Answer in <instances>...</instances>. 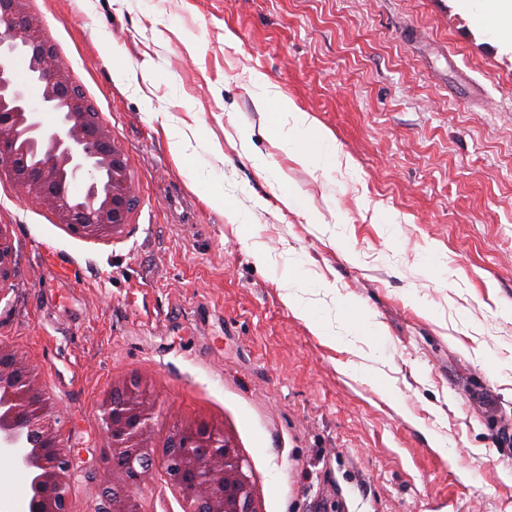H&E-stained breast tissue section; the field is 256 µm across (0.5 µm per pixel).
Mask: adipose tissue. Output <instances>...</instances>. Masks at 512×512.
<instances>
[{
    "label": "adipose tissue",
    "mask_w": 512,
    "mask_h": 512,
    "mask_svg": "<svg viewBox=\"0 0 512 512\" xmlns=\"http://www.w3.org/2000/svg\"><path fill=\"white\" fill-rule=\"evenodd\" d=\"M459 7L477 14L479 19L492 21L495 34L503 41H512V0H459ZM255 84L262 88L263 98L273 101L280 116L289 120L288 147L297 160L318 168L334 164L338 157L334 139L292 100L269 90L263 75H256Z\"/></svg>",
    "instance_id": "ef3b65f1"
}]
</instances>
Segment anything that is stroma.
Returning <instances> with one entry per match:
<instances>
[{
  "instance_id": "35a3bbf8",
  "label": "stroma",
  "mask_w": 512,
  "mask_h": 512,
  "mask_svg": "<svg viewBox=\"0 0 512 512\" xmlns=\"http://www.w3.org/2000/svg\"><path fill=\"white\" fill-rule=\"evenodd\" d=\"M26 4L137 197L88 239L0 179V343L58 411L70 512L111 469L99 406L134 380L155 458L175 427L222 431L259 512H512V44L458 0ZM257 73L338 163L289 156ZM136 503L182 512L161 468ZM14 276V249L8 225L0 224V288Z\"/></svg>"
}]
</instances>
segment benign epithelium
Wrapping results in <instances>:
<instances>
[{
  "label": "benign epithelium",
  "instance_id": "obj_1",
  "mask_svg": "<svg viewBox=\"0 0 512 512\" xmlns=\"http://www.w3.org/2000/svg\"><path fill=\"white\" fill-rule=\"evenodd\" d=\"M24 53L27 79L14 62ZM18 193L49 208L58 223L99 238L122 232L136 196L123 153L96 107L27 12L25 0H0V176ZM14 276L9 227L0 224V288ZM34 368L0 344V453L30 477L31 512H70L71 460L54 406ZM112 460L130 478L151 477L152 395L136 384L100 405ZM182 495L183 512H258L249 477L217 431L174 432L163 460ZM89 512H137L133 487L112 479Z\"/></svg>",
  "mask_w": 512,
  "mask_h": 512
}]
</instances>
